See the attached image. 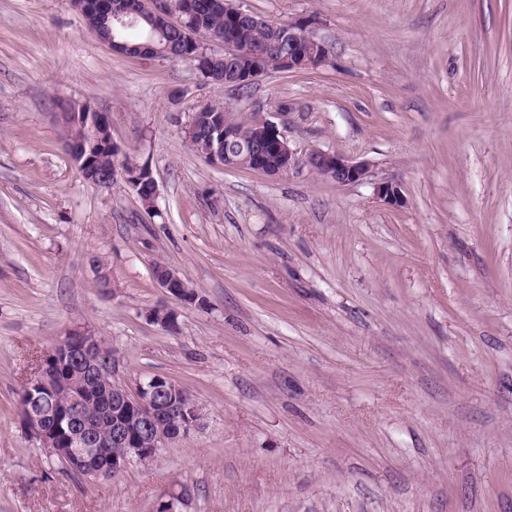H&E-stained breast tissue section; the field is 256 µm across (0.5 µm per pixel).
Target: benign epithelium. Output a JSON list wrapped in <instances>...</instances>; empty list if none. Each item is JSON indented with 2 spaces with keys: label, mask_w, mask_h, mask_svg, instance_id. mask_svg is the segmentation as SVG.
I'll use <instances>...</instances> for the list:
<instances>
[{
  "label": "benign epithelium",
  "mask_w": 512,
  "mask_h": 512,
  "mask_svg": "<svg viewBox=\"0 0 512 512\" xmlns=\"http://www.w3.org/2000/svg\"><path fill=\"white\" fill-rule=\"evenodd\" d=\"M148 10L180 28L193 13L192 0H183L179 20L173 21L174 11L168 8V0H150ZM82 13H93L112 26L115 20L128 15L120 0H75ZM270 46L279 47L288 42V68L291 70L313 69L324 65L330 54V46L318 37L315 20L298 18L284 27L272 26ZM103 42L112 50L134 57H158L157 48L149 43H127L106 37ZM224 53L236 62L235 77H244L256 83L266 75L264 54L225 44ZM89 139H81L66 145L71 160L79 167L89 164L93 156L94 141L102 133H111L109 116L101 111L84 115ZM213 131L218 143L210 149L206 160L219 167L222 142L236 137L235 130L218 121ZM253 148H266L273 153L288 156V160H311L321 167L323 178L340 186L366 180L370 164L365 160H351L339 154L313 151L298 155L288 140L273 123L266 121L256 130ZM376 195L383 202L400 207L404 198L400 188L391 182L376 186ZM160 288L181 300L195 303L198 293L191 288L178 271L166 266L154 271ZM150 320L166 331L177 329L176 318L168 309H158L149 314ZM117 363L102 357L98 350L97 336L86 330L71 332L62 342L47 351L39 367L30 377L29 396L37 400L41 396H63L65 402L57 410L53 421L38 408H28L23 422L30 435L41 447L58 450V456L67 459L74 456L81 463V473L87 478L108 479L118 476L133 461L147 462L159 449L196 431L203 420V411L192 395L175 382L162 376H153L136 384L135 390L116 377ZM103 375L112 379L107 392L112 413V431L109 436L98 433L96 426L101 402L95 380ZM126 448L120 457L103 456L100 449L110 445ZM192 499L188 486L164 499L163 512H184Z\"/></svg>",
  "instance_id": "1"
}]
</instances>
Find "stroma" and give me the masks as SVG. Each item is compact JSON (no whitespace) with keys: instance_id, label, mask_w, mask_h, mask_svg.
Here are the masks:
<instances>
[{"instance_id":"1","label":"stroma","mask_w":512,"mask_h":512,"mask_svg":"<svg viewBox=\"0 0 512 512\" xmlns=\"http://www.w3.org/2000/svg\"><path fill=\"white\" fill-rule=\"evenodd\" d=\"M234 4L315 17L331 62L243 94L189 59L113 52L72 0H0V512H155L180 483L188 512H512V0ZM63 100L109 115L153 209L124 178L83 180ZM205 103L370 175L210 166L186 140ZM158 261L205 306L164 292ZM76 328L128 387H183L202 427L111 480L68 471L19 393Z\"/></svg>"}]
</instances>
